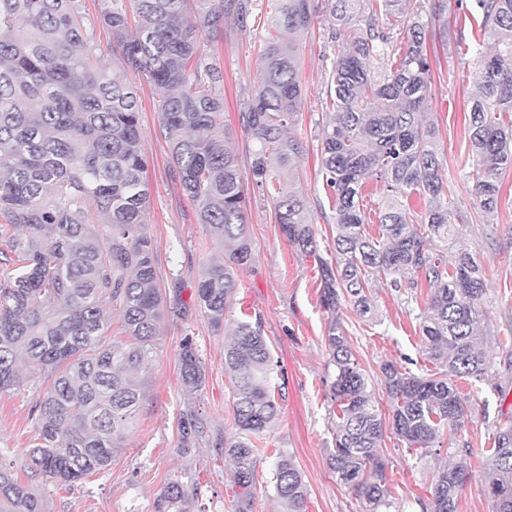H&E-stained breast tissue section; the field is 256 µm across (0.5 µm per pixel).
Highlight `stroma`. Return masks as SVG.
<instances>
[{"label":"stroma","instance_id":"35a3bbf8","mask_svg":"<svg viewBox=\"0 0 512 512\" xmlns=\"http://www.w3.org/2000/svg\"><path fill=\"white\" fill-rule=\"evenodd\" d=\"M313 5L312 23L298 38L302 105L293 133L307 150L294 179L307 199L319 249L325 255L333 249L336 228L321 173L320 134L331 109L324 87L335 44L326 0H313ZM448 5L447 29L433 24L425 32L432 61L426 116L438 128L440 158L451 189L449 208L468 216L467 223L458 227L457 245L476 255L486 273L482 328L496 371L480 384L457 383L476 405L465 436L478 457L490 447L504 414H512V172L503 179L494 222L485 223L473 207L474 185L467 176L472 164L468 113L478 71L467 47L482 38L480 20L460 8L458 0H448ZM270 10L269 0H257L256 19L249 29L228 20L202 39L206 55L219 62L224 75V124L242 158L253 247L251 264L239 273L242 286L227 314L228 324L214 330L195 309L182 319L165 315L156 354L136 373L144 390L136 422L113 454L109 470L71 485L23 467V454L34 434L30 408L45 389V381L27 377L18 389L0 394V463L11 465L19 482L34 488L43 512H155L162 489L175 479L187 492L184 512H232L233 465L217 453L213 442L234 430L224 346L232 323L245 314L263 322L277 363L272 385L282 395L278 420L254 441L258 454L252 512H281L271 477L282 452L294 457L304 477L307 512H364L362 502L337 482L327 464L334 420L324 380L333 368L324 343L330 315L320 303L318 264L291 247L274 221L270 198L253 183L255 146L240 121L241 103L257 83ZM134 84L141 102L144 181L150 195L147 226L156 251L158 282L163 295L177 290L187 302L206 265L222 258L223 247L199 223L194 203L174 177L171 152L159 133L154 86L141 77ZM429 299L423 286L406 294L382 285L373 290L374 318L360 317L347 303L340 307L338 315L352 349L370 376H379L381 364L387 361L416 374L426 366L418 315ZM186 337L195 345L206 373L204 388L193 395L183 392L179 378L178 353ZM495 385L507 391L504 405L493 398ZM189 411L206 422L207 432L205 440L186 450L180 443L179 424ZM384 453L397 507L401 512H419L414 499L427 497L433 472L448 459L447 450L419 455L389 439Z\"/></svg>","mask_w":512,"mask_h":512}]
</instances>
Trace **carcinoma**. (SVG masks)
I'll list each match as a JSON object with an SVG mask.
<instances>
[{
    "instance_id": "1",
    "label": "carcinoma",
    "mask_w": 512,
    "mask_h": 512,
    "mask_svg": "<svg viewBox=\"0 0 512 512\" xmlns=\"http://www.w3.org/2000/svg\"><path fill=\"white\" fill-rule=\"evenodd\" d=\"M256 0H102L86 16L82 0H0V393L20 385L27 369L51 380L30 409L34 435L27 468L62 484L105 472L143 401L132 372L155 354L167 309L187 317L174 289L167 306L158 287L147 230L149 197L139 98L128 74L158 90L160 134L174 174L197 205L199 223L221 240L224 261L205 270L194 305L215 327L224 324L238 271L252 260L245 185L224 128L223 73L200 53L210 29L231 19L245 28ZM336 18V54L325 88L332 102L321 131L322 172L334 197V254L318 249L307 202L290 175L305 152L288 130L302 102L295 36L312 22L311 0H274L254 94L241 125L256 145L252 176L271 198L275 223L297 251L318 262L320 303L331 312L325 346L333 373L325 389L336 405L328 466L364 512H398L382 450L388 434L423 451L448 432L447 467L433 477L421 512H458L470 478L464 429L472 404L454 379L481 382L492 370L480 324L485 278L461 253L448 267L456 224L448 210V177L437 152L438 130L423 123L431 64L421 15L448 30V0H327ZM482 16L485 52L475 43L477 90L468 133L475 208L486 222L498 210L502 179L512 170V0H473ZM385 20L380 25L379 20ZM110 33L103 46L95 29ZM348 37H342L345 29ZM406 47L388 64L393 32ZM110 53L121 71L102 58ZM382 183L378 234L364 229L362 188ZM426 205L411 219L399 198ZM395 290L419 284L430 300L419 314L423 352L435 366L415 374L392 362L372 380L357 360L348 330L336 318L341 302L359 315L372 310V284ZM120 310L125 344L105 343L109 309ZM180 378L192 395L205 374L196 347L183 339ZM231 373L235 432L214 447L235 464L234 512H251L257 449L252 438L278 419L270 386L273 356L260 319L236 323L224 348ZM390 402L384 417L375 385ZM205 434L190 411L180 421L188 448ZM487 493L495 512H512V423L485 450ZM274 492L282 512H306L307 486L294 459L278 457ZM185 500L182 482L168 483L156 512ZM0 512H42L37 494L0 465Z\"/></svg>"
}]
</instances>
